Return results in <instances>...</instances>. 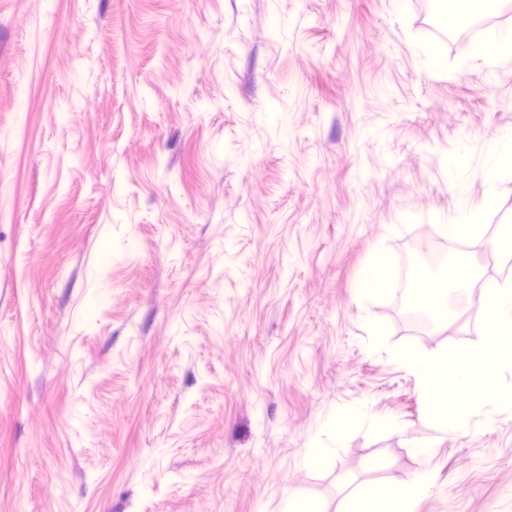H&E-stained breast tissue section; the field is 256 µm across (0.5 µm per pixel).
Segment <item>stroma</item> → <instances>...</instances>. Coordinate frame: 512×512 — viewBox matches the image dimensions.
Wrapping results in <instances>:
<instances>
[{
    "instance_id": "35a3bbf8",
    "label": "stroma",
    "mask_w": 512,
    "mask_h": 512,
    "mask_svg": "<svg viewBox=\"0 0 512 512\" xmlns=\"http://www.w3.org/2000/svg\"><path fill=\"white\" fill-rule=\"evenodd\" d=\"M436 2L0 0V512H512V0Z\"/></svg>"
}]
</instances>
